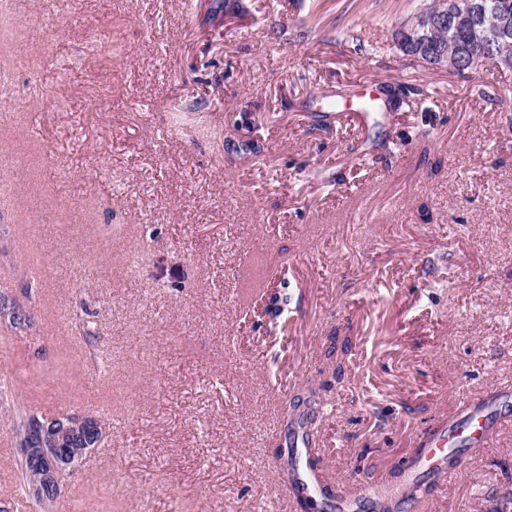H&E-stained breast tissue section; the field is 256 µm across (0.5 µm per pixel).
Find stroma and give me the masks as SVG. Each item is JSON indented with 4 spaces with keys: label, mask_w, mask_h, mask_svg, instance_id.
Returning <instances> with one entry per match:
<instances>
[{
    "label": "stroma",
    "mask_w": 512,
    "mask_h": 512,
    "mask_svg": "<svg viewBox=\"0 0 512 512\" xmlns=\"http://www.w3.org/2000/svg\"><path fill=\"white\" fill-rule=\"evenodd\" d=\"M418 2L0 0V292L34 312L0 383L110 421L54 512H306L303 416L352 494L512 386V70L404 56ZM499 414L396 512H512ZM18 454L0 410L35 512Z\"/></svg>",
    "instance_id": "stroma-1"
}]
</instances>
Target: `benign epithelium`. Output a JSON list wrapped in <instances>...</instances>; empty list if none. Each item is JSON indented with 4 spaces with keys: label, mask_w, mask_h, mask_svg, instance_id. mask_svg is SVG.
Masks as SVG:
<instances>
[{
    "label": "benign epithelium",
    "mask_w": 512,
    "mask_h": 512,
    "mask_svg": "<svg viewBox=\"0 0 512 512\" xmlns=\"http://www.w3.org/2000/svg\"><path fill=\"white\" fill-rule=\"evenodd\" d=\"M437 11L424 15L398 28L396 38L414 49L411 57L441 71L460 66L459 56L446 49L426 46L423 36L432 27L448 29V37L457 33L481 50V59L475 66L490 63L500 69L512 70V12L500 10V35L492 40L483 16L481 0H435ZM93 418L77 414L49 417L34 425V431L21 443L22 457L34 462L29 472L26 491L30 498L40 500L47 489L61 494L65 478L72 476L80 465V457L91 452L89 448H74L68 452L59 448L64 440L84 429Z\"/></svg>",
    "instance_id": "benign-epithelium-1"
}]
</instances>
